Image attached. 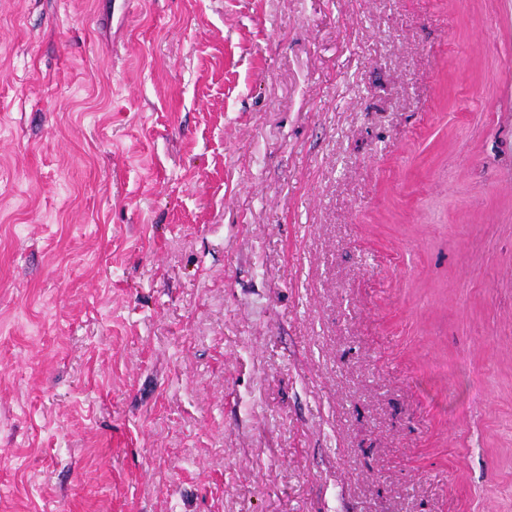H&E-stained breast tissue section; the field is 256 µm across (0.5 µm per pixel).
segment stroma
<instances>
[{
    "mask_svg": "<svg viewBox=\"0 0 512 512\" xmlns=\"http://www.w3.org/2000/svg\"><path fill=\"white\" fill-rule=\"evenodd\" d=\"M0 0V512H512V0Z\"/></svg>",
    "mask_w": 512,
    "mask_h": 512,
    "instance_id": "obj_1",
    "label": "stroma"
}]
</instances>
